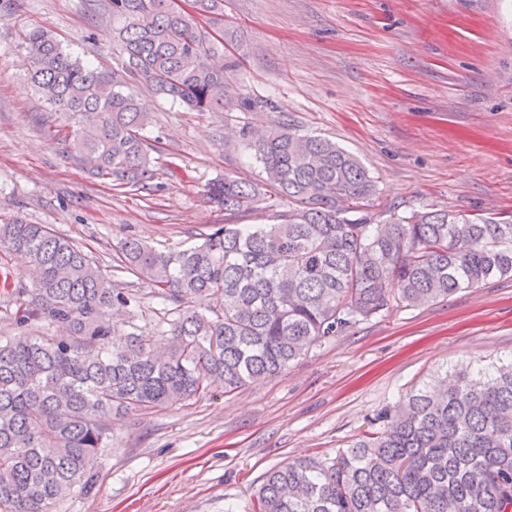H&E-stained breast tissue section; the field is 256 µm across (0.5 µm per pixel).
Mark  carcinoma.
<instances>
[{"instance_id":"cac0c4a2","label":"carcinoma","mask_w":512,"mask_h":512,"mask_svg":"<svg viewBox=\"0 0 512 512\" xmlns=\"http://www.w3.org/2000/svg\"><path fill=\"white\" fill-rule=\"evenodd\" d=\"M109 0L121 69L91 68L47 32L25 35L29 80L77 130L68 154L88 174L131 191L155 177L142 135L144 83L195 112H222L233 89L224 61V0ZM241 135L266 174L226 176L209 201L236 213L260 195L285 199L273 224H226L204 241L159 251L125 238L117 267L151 285L150 330L114 312L143 308L80 246L44 224L0 223V248L25 258L32 287L12 291L21 332L0 341V512H54L95 483L112 440L109 420L277 376L310 349L396 308L444 301L512 277V222L445 210L391 214L373 224L376 192L360 160L277 117ZM198 299L211 305L204 312ZM58 328L35 336L26 328ZM383 409L380 428L331 458L302 457L268 471L255 512H512V361L439 379Z\"/></svg>"}]
</instances>
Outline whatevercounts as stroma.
Wrapping results in <instances>:
<instances>
[{
  "label": "stroma",
  "mask_w": 512,
  "mask_h": 512,
  "mask_svg": "<svg viewBox=\"0 0 512 512\" xmlns=\"http://www.w3.org/2000/svg\"><path fill=\"white\" fill-rule=\"evenodd\" d=\"M106 0H0V219L46 224L89 252L119 287L125 237L159 250L224 224H269L286 203L235 214L210 203L226 175L264 173L239 136L274 116L354 153L376 182L374 223L445 209L512 217V0H224L225 60L249 111L189 112L138 94L157 171L123 192L69 159L73 129L35 94L24 35L46 30L82 63L119 69ZM0 252V337L18 333L7 292L31 280ZM512 358V278L400 308L313 348L278 377L113 417L90 493L61 512H253L261 478L330 456L378 428V412L444 370Z\"/></svg>",
  "instance_id": "1"
}]
</instances>
